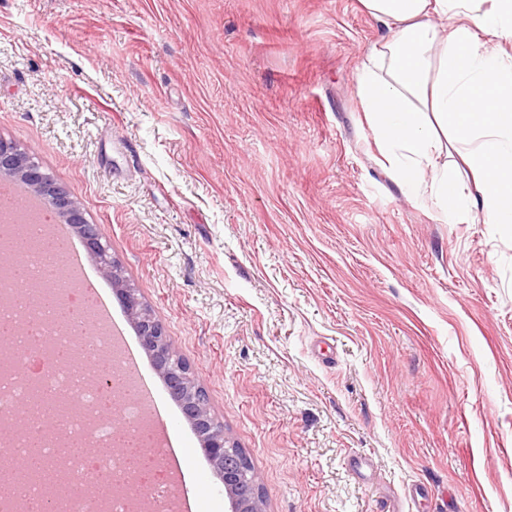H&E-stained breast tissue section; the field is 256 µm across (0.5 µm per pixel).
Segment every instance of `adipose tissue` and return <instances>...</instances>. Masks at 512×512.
<instances>
[{
    "mask_svg": "<svg viewBox=\"0 0 512 512\" xmlns=\"http://www.w3.org/2000/svg\"><path fill=\"white\" fill-rule=\"evenodd\" d=\"M359 3L386 34L357 95L405 194L450 221L511 225L512 0Z\"/></svg>",
    "mask_w": 512,
    "mask_h": 512,
    "instance_id": "ef3b65f1",
    "label": "adipose tissue"
}]
</instances>
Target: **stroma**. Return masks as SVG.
<instances>
[{
    "label": "stroma",
    "instance_id": "obj_1",
    "mask_svg": "<svg viewBox=\"0 0 512 512\" xmlns=\"http://www.w3.org/2000/svg\"><path fill=\"white\" fill-rule=\"evenodd\" d=\"M359 0H0V137L32 152L250 455L267 512H512V228L382 162ZM187 450L222 482L97 263Z\"/></svg>",
    "mask_w": 512,
    "mask_h": 512
}]
</instances>
